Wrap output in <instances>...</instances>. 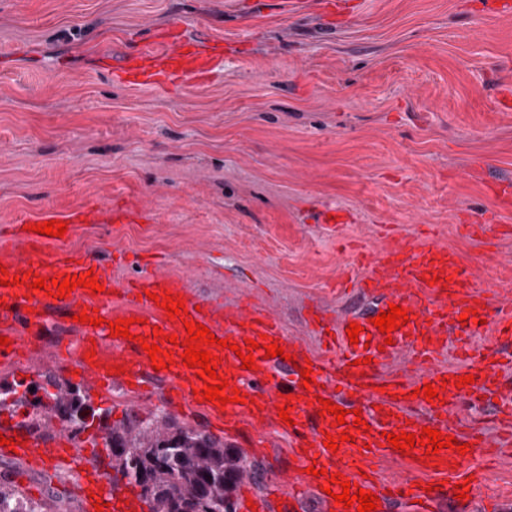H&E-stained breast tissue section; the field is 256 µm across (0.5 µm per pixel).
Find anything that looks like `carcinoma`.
Returning a JSON list of instances; mask_svg holds the SVG:
<instances>
[{
  "label": "carcinoma",
  "instance_id": "obj_1",
  "mask_svg": "<svg viewBox=\"0 0 512 512\" xmlns=\"http://www.w3.org/2000/svg\"><path fill=\"white\" fill-rule=\"evenodd\" d=\"M42 379L39 390L50 403L39 398L31 405L24 394L14 401L16 406L32 408L23 426L31 428L64 413L81 416L88 398L80 388L65 385L49 373ZM50 387L55 392H49ZM111 414L109 408L97 413V429L112 453V468L140 487L149 512H225L228 493L243 478L245 468L223 442L167 415L142 418L128 413L113 423ZM0 512H44V507L25 501L16 486L1 482Z\"/></svg>",
  "mask_w": 512,
  "mask_h": 512
}]
</instances>
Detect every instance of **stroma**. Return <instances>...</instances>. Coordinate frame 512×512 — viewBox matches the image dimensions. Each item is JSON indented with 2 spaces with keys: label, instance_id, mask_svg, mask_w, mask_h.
I'll use <instances>...</instances> for the list:
<instances>
[{
  "label": "stroma",
  "instance_id": "35a3bbf8",
  "mask_svg": "<svg viewBox=\"0 0 512 512\" xmlns=\"http://www.w3.org/2000/svg\"><path fill=\"white\" fill-rule=\"evenodd\" d=\"M0 0V225L119 201L155 213L140 224H77L63 246L137 279L149 262L192 294L249 299L311 353L312 312L347 317L369 297L342 290L356 253L430 241L471 265L477 283L512 292V210L491 183L512 182V13L487 0ZM176 26L221 47L208 81L130 89L116 62ZM485 171L476 178L474 168ZM333 223H323V216ZM482 224L483 236L466 227ZM25 368L61 376L67 319ZM113 414L168 413L204 429L249 472L242 490L276 512H324L277 422L235 430L196 407L113 387ZM474 502L454 512H512V458L483 464ZM0 481L52 512H82L75 473L0 457Z\"/></svg>",
  "mask_w": 512,
  "mask_h": 512
}]
</instances>
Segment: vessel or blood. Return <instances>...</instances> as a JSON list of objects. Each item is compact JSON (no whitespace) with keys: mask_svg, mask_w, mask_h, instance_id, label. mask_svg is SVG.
Returning <instances> with one entry per match:
<instances>
[{"mask_svg":"<svg viewBox=\"0 0 512 512\" xmlns=\"http://www.w3.org/2000/svg\"><path fill=\"white\" fill-rule=\"evenodd\" d=\"M219 61L218 56L200 49L196 40L180 34L160 36L152 45L137 55L124 58L119 74L125 85L137 89L160 81L184 83L199 80L210 74ZM141 210L115 204L101 208L97 203L62 214L66 224H97L102 220H132L141 217ZM0 263L9 273L31 272L42 277H65L68 274H86L95 270L105 290L91 295L89 289L74 288L68 297L45 296L41 291H28L26 286L0 285V335L8 338L9 348L0 347V360L20 362L29 351L46 344L51 314L71 316L82 310H97L106 320L105 325L93 327L79 324V338L65 345L70 355V369L76 370L78 383L89 391L104 392L113 384L129 386L131 392L142 393L151 373V361L146 351L136 342H127L110 334L109 322L132 319L131 333L154 335L162 331L157 341L161 349L172 350L174 356L183 354V347H171L167 335L185 336L180 317H168L165 310L151 301V294L169 291L181 296L191 318L211 330L216 338L228 340V348L213 347L220 362L217 372L227 378L242 394L248 395L245 404L204 402L196 396L203 382L195 370L177 363L163 371L169 382L165 401L174 407L181 405L206 406L216 420L227 429L236 428L241 417L263 423L276 413L277 406L290 404L293 426L288 427L292 453L303 466L318 464L330 473L343 475L365 491L375 493L380 501H416V512H434L443 500L440 491L426 492L418 484L407 480L382 481L374 473L365 472L368 457H389L393 450L387 433H421L431 427L442 434L455 437L458 443H467L475 455L491 454L496 448L512 447V388L504 387L501 372L512 366V354L504 355L501 340H512V312L505 310L501 301L491 296L489 289L477 287L469 265L453 250L428 243L403 245L384 250L368 262V271L359 279L363 292L377 295L380 311L396 304L407 310L409 324L380 333L369 316H355L362 330L358 344H350L346 322L333 325L329 347L324 354L313 355L288 340L280 322L269 313L258 310L249 302L235 309H227L217 301L191 297L180 280L157 272L148 277L123 282L112 277L107 266L98 257L61 247L59 238L27 232L24 222L0 226ZM487 335L482 345H473L476 333ZM266 336L279 341L286 353L295 355V362L278 357L265 358L263 350H255V369L247 370L241 359L231 351V344H245L247 339ZM458 339V350L464 362L460 370L437 368L435 362L445 345L446 336ZM407 350L414 372L386 373L385 362L398 352ZM366 360V367H358V360ZM310 362L313 385L302 389V377L295 365ZM120 364L124 373H113V365ZM473 375L471 384L459 388L454 384L458 376ZM432 383L439 394L429 402L417 395V388ZM365 397L366 405H358V397ZM329 399L347 409V422L355 418L366 420L368 432H357L355 441L342 442L339 451L325 448L327 435L341 431L334 416L319 415L320 399ZM482 401L493 403L500 428L496 437H489L477 422L464 418L465 406ZM361 416H354V409ZM55 435L48 444L27 439L16 423L0 421V435L19 441L18 458L35 466L68 465L76 457H83L79 473L84 494L83 512H95L93 495H101L110 512H145V502L136 489L116 492L102 478L94 463L99 451L98 438L75 443L56 423H47ZM415 466L425 474L448 478L451 483H468L477 490L481 478L467 468V459L459 452L442 449L434 456H426L424 447L414 450Z\"/></svg>","mask_w":512,"mask_h":512,"instance_id":"b4317fda","label":"vessel or blood"}]
</instances>
